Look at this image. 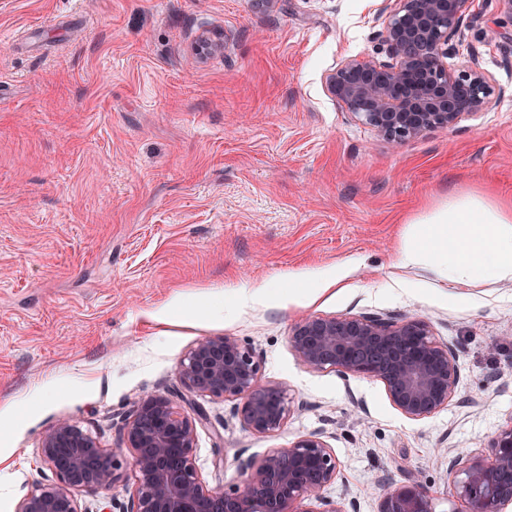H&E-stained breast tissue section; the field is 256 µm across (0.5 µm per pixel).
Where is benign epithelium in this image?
Returning a JSON list of instances; mask_svg holds the SVG:
<instances>
[{"label":"benign epithelium","instance_id":"1","mask_svg":"<svg viewBox=\"0 0 512 512\" xmlns=\"http://www.w3.org/2000/svg\"><path fill=\"white\" fill-rule=\"evenodd\" d=\"M394 2L381 31L388 60L345 57L324 82L341 108L397 146L489 106L495 88L477 52L456 69L445 63L479 19L475 0ZM288 345L306 369L381 381L393 406L415 421L446 408L459 382L457 349L436 341L421 317L310 315L289 334ZM177 376L190 394L233 403L254 433L282 430L291 413L286 390L260 381L255 353L235 336L199 340L181 359ZM190 405L191 416L165 395L141 398L126 416L122 446L112 449L72 419H59L38 448L51 477L36 481L16 512H82L79 492L101 497L99 512H348L324 496L340 470L318 433L245 463L242 485L232 491L207 486L193 459L196 424L207 420V412L195 400ZM124 448L135 473L126 503L109 496L122 478ZM488 448L486 458H448L464 512H506L512 505V424ZM379 512L434 510L429 491L414 477L384 491Z\"/></svg>","mask_w":512,"mask_h":512}]
</instances>
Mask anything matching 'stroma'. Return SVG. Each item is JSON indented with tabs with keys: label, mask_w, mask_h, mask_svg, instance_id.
<instances>
[{
	"label": "stroma",
	"mask_w": 512,
	"mask_h": 512,
	"mask_svg": "<svg viewBox=\"0 0 512 512\" xmlns=\"http://www.w3.org/2000/svg\"><path fill=\"white\" fill-rule=\"evenodd\" d=\"M393 0H0V512L70 418L108 448L143 396L187 408L177 367L207 336L239 338L294 405L283 430L246 429L202 398L193 458L207 486L322 433L340 469L325 495L378 512L375 476L419 478L457 512L449 453L483 455L512 425V282L454 283L397 268L406 223L467 193L512 200V19L479 0L465 32L491 107L397 148L327 95L341 58L385 60ZM221 51L198 58L200 37ZM357 268L315 301L282 305L293 274ZM177 302L170 323L153 312ZM426 316L454 345L447 408L402 415L382 382L298 364L306 316Z\"/></svg>",
	"instance_id": "35a3bbf8"
}]
</instances>
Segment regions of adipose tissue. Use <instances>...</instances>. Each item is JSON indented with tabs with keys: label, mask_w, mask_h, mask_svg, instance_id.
<instances>
[{
	"label": "adipose tissue",
	"mask_w": 512,
	"mask_h": 512,
	"mask_svg": "<svg viewBox=\"0 0 512 512\" xmlns=\"http://www.w3.org/2000/svg\"><path fill=\"white\" fill-rule=\"evenodd\" d=\"M401 259L459 282L512 281V202L466 193L413 219Z\"/></svg>",
	"instance_id": "obj_1"
}]
</instances>
